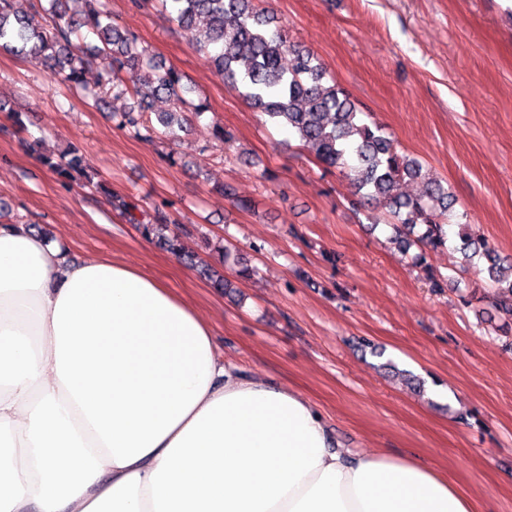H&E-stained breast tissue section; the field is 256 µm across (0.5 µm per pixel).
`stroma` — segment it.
Returning <instances> with one entry per match:
<instances>
[{"label": "stroma", "mask_w": 512, "mask_h": 512, "mask_svg": "<svg viewBox=\"0 0 512 512\" xmlns=\"http://www.w3.org/2000/svg\"><path fill=\"white\" fill-rule=\"evenodd\" d=\"M259 6L400 152L447 182L454 221L512 258V0ZM108 9L182 74L186 99L206 112L176 138L140 139L120 113L152 125L169 101L142 112L127 95L96 108L41 59L0 50V224H42L72 258L149 270L212 323L225 357L309 398L340 447L417 458L451 474L476 512H512V316L493 312L472 273L434 293L426 270L389 243V227L358 212L349 180L255 112L160 0H108ZM10 112L26 113L36 148L14 135ZM217 123L234 132V150L215 139ZM70 144L105 192L62 186L47 171L42 156ZM110 189L166 204L186 254L209 257L220 238L257 275L233 294L216 291L113 209ZM365 339L379 354L361 349ZM388 361L424 379L425 394L380 371Z\"/></svg>", "instance_id": "35a3bbf8"}]
</instances>
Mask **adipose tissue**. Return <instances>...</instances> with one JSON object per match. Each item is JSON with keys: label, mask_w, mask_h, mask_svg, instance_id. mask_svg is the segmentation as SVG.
Returning <instances> with one entry per match:
<instances>
[{"label": "adipose tissue", "mask_w": 512, "mask_h": 512, "mask_svg": "<svg viewBox=\"0 0 512 512\" xmlns=\"http://www.w3.org/2000/svg\"><path fill=\"white\" fill-rule=\"evenodd\" d=\"M0 512H474L447 475L335 447L173 288L0 224Z\"/></svg>", "instance_id": "1"}]
</instances>
